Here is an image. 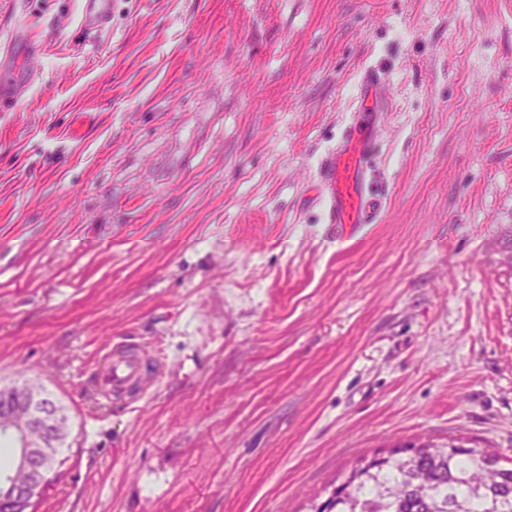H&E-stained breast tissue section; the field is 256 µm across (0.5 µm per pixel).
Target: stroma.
<instances>
[{
	"label": "stroma",
	"mask_w": 512,
	"mask_h": 512,
	"mask_svg": "<svg viewBox=\"0 0 512 512\" xmlns=\"http://www.w3.org/2000/svg\"><path fill=\"white\" fill-rule=\"evenodd\" d=\"M0 0L42 56L0 112V382L71 424L37 512H310L365 456L512 459V0ZM382 219L319 162L365 67ZM157 376L95 395L101 350ZM112 15V0H83L82 28L89 32L106 27Z\"/></svg>",
	"instance_id": "stroma-1"
}]
</instances>
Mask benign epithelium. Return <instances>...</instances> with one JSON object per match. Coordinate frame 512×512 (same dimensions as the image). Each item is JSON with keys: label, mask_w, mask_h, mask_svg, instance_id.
Segmentation results:
<instances>
[{"label": "benign epithelium", "mask_w": 512, "mask_h": 512, "mask_svg": "<svg viewBox=\"0 0 512 512\" xmlns=\"http://www.w3.org/2000/svg\"><path fill=\"white\" fill-rule=\"evenodd\" d=\"M9 396L11 410L0 412V433L15 444L10 472L0 478V508L4 512H31L50 476L58 438L69 435L60 428L61 415L44 403L42 384L29 376L0 384V394Z\"/></svg>", "instance_id": "obj_1"}]
</instances>
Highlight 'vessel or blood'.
I'll list each match as a JSON object with an SVG mask.
<instances>
[{
  "instance_id": "b4317fda",
  "label": "vessel or blood",
  "mask_w": 512,
  "mask_h": 512,
  "mask_svg": "<svg viewBox=\"0 0 512 512\" xmlns=\"http://www.w3.org/2000/svg\"><path fill=\"white\" fill-rule=\"evenodd\" d=\"M112 15V0H82V27L87 32L106 27ZM42 48L32 39L24 40L13 59L9 81L0 82V109L13 100L17 87L25 85L30 66L40 58ZM358 108L334 148L320 161L321 186L327 203V223L340 235L357 224L380 221L381 202L374 191L372 162L379 151L375 130L388 103L383 92L382 75L377 68L367 69L357 90ZM144 362L123 347L107 352L98 371L102 396L119 397L138 385Z\"/></svg>"
}]
</instances>
